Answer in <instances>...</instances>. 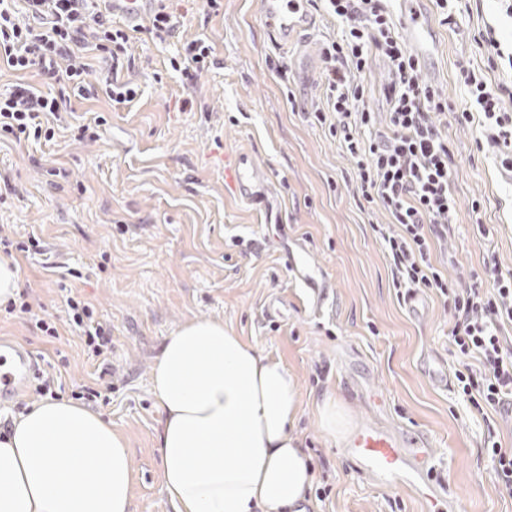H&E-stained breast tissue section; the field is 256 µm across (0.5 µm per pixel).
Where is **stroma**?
Segmentation results:
<instances>
[{"label": "stroma", "mask_w": 512, "mask_h": 512, "mask_svg": "<svg viewBox=\"0 0 512 512\" xmlns=\"http://www.w3.org/2000/svg\"><path fill=\"white\" fill-rule=\"evenodd\" d=\"M504 0H482L456 27L437 25L439 51L431 81L454 112L466 109L461 67L481 69L488 84H512V66L485 71L478 40L493 26L512 45ZM186 37L204 35L217 64L197 83L198 109L182 112L183 86L169 60L176 43L134 34L127 75L142 90L131 107L104 98L75 100L55 121L49 142L16 145L0 137V231L16 241L39 237L44 254H18L19 289L34 313L53 318L59 336H42L29 316L0 319V339L15 341L41 371L60 377L64 397L80 385L109 391L96 410L128 441L132 512H174L160 479L162 414L151 370L166 339L194 319L225 328L281 360L298 378L301 410L295 433L318 485L331 489L310 512H427L403 481L377 484L360 475L344 452L346 438L321 427L326 396L342 401L352 427L370 423L427 438L435 473L459 512H512L495 486L484 451L489 433L512 447V421L480 414L453 389L428 381L430 361L456 366L448 340L452 315L430 291L414 317L395 295L393 269L373 225L385 210L354 191L352 165L327 129L306 121L320 102L319 44L336 21L315 12L308 34L280 45L259 15V0H221L218 13L202 0H181ZM284 59L287 81L272 60ZM293 91L292 110L284 93ZM87 112L107 123L97 141L79 143L73 127ZM453 156L452 187L460 206L447 242L432 261L467 280L496 260L512 273V181L491 154L477 150L478 121L441 118ZM254 152L270 176V205L235 199L224 183V161ZM62 167L67 178L50 176ZM479 219H471L472 201ZM305 244L333 285L321 313H311L288 274L285 254ZM91 301L112 329L109 372L88 361L66 323L67 292Z\"/></svg>", "instance_id": "1"}]
</instances>
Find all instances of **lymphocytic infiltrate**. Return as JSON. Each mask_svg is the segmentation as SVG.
I'll use <instances>...</instances> for the list:
<instances>
[{
	"label": "lymphocytic infiltrate",
	"mask_w": 512,
	"mask_h": 512,
	"mask_svg": "<svg viewBox=\"0 0 512 512\" xmlns=\"http://www.w3.org/2000/svg\"><path fill=\"white\" fill-rule=\"evenodd\" d=\"M341 25L339 36L320 46L326 102L314 118L338 140L356 175L357 191L379 203L389 225L373 230L382 239L395 270L398 295L413 289L436 291L452 312L449 342L462 369L455 372L458 395L477 411H500L512 400V342L502 336L512 325V273L496 262L486 279H448L431 261L432 242L453 223L458 203L450 189L448 140L436 122L448 112L441 92L420 76L418 59L397 32L387 0H320ZM92 0H0V67L15 81L0 93V131L16 142L52 140L51 124L71 98L105 95L113 104L139 99L138 84L122 79L131 35L128 28L93 10ZM170 61L187 85L216 64L205 38L181 39ZM381 56L391 80L387 133H374L376 117L367 102L364 77L371 56ZM460 81L473 111L459 113L467 123L483 116L485 146L505 168H512V113L503 107L512 87L489 86L483 75L461 69ZM67 323L89 359L112 353V334L98 321L93 304L68 294ZM479 369H472L471 361Z\"/></svg>",
	"instance_id": "obj_1"
}]
</instances>
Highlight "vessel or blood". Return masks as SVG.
I'll list each match as a JSON object with an SVG mask.
<instances>
[{
  "instance_id": "vessel-or-blood-1",
  "label": "vessel or blood",
  "mask_w": 512,
  "mask_h": 512,
  "mask_svg": "<svg viewBox=\"0 0 512 512\" xmlns=\"http://www.w3.org/2000/svg\"><path fill=\"white\" fill-rule=\"evenodd\" d=\"M400 13L411 34V46L420 60L434 58L439 50L434 24L420 0H398ZM113 18L134 26L154 11L159 0H106ZM260 13L281 42L293 40L310 28L312 17L308 0H259ZM224 179L233 196L243 202L267 206L270 184L265 168L249 151H239L224 164ZM286 265L293 279L323 309L330 286L321 267L306 246L287 254ZM35 374L29 350L0 342V401L20 395ZM430 448L420 437L406 438L377 426L366 425L352 435L347 448L360 474L385 484L405 477L409 486L419 489L433 512H454L453 501L443 496L432 481L427 458Z\"/></svg>"
}]
</instances>
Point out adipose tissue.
<instances>
[{
	"label": "adipose tissue",
	"instance_id": "adipose-tissue-1",
	"mask_svg": "<svg viewBox=\"0 0 512 512\" xmlns=\"http://www.w3.org/2000/svg\"><path fill=\"white\" fill-rule=\"evenodd\" d=\"M151 384L175 512H306L296 376L215 320L167 337ZM131 452L99 413L47 399L0 436V512H131Z\"/></svg>",
	"mask_w": 512,
	"mask_h": 512
}]
</instances>
